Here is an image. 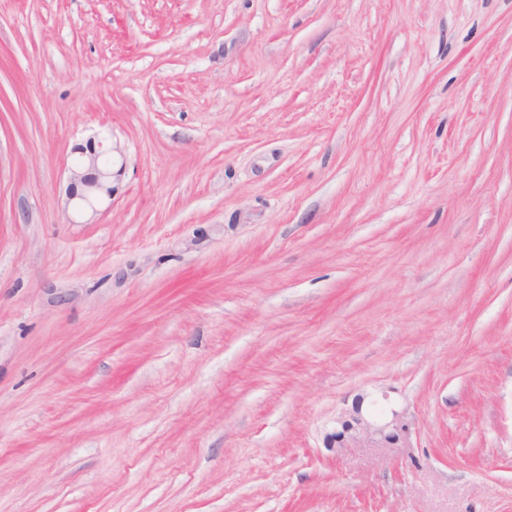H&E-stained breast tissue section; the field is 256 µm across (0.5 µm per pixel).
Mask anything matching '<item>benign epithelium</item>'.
<instances>
[{
    "instance_id": "1",
    "label": "benign epithelium",
    "mask_w": 512,
    "mask_h": 512,
    "mask_svg": "<svg viewBox=\"0 0 512 512\" xmlns=\"http://www.w3.org/2000/svg\"><path fill=\"white\" fill-rule=\"evenodd\" d=\"M78 160L69 168L65 189V206L82 214L97 212V208L112 201V141L93 136L84 145L75 147ZM404 434L397 425L390 430L372 429L358 417L342 423L336 433V443L341 448L390 447L397 444Z\"/></svg>"
}]
</instances>
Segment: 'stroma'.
<instances>
[{
	"label": "stroma",
	"instance_id": "1",
	"mask_svg": "<svg viewBox=\"0 0 512 512\" xmlns=\"http://www.w3.org/2000/svg\"><path fill=\"white\" fill-rule=\"evenodd\" d=\"M0 512H512V0H0ZM112 140L90 137L85 145H77L78 160L69 168L65 189V206L76 213L97 212L112 201ZM104 158L108 161L104 162ZM404 434L403 427L395 425L390 430L371 429L359 416L342 423V430L336 433L340 448L390 447L396 445Z\"/></svg>",
	"mask_w": 512,
	"mask_h": 512
}]
</instances>
